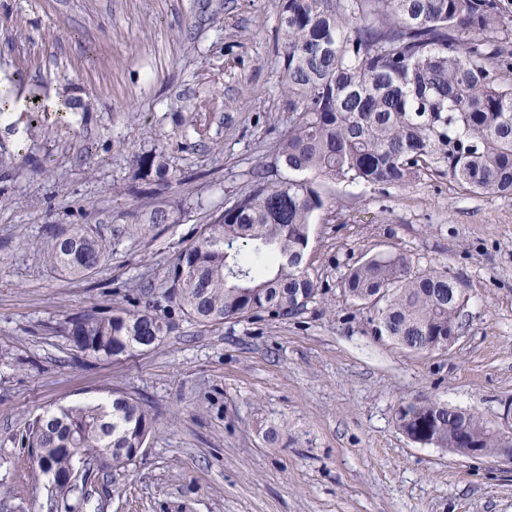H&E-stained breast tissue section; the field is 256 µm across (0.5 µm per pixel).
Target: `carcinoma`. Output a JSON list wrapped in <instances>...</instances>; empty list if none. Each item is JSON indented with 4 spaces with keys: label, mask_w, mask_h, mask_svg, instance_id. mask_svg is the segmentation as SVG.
<instances>
[{
    "label": "carcinoma",
    "mask_w": 512,
    "mask_h": 512,
    "mask_svg": "<svg viewBox=\"0 0 512 512\" xmlns=\"http://www.w3.org/2000/svg\"><path fill=\"white\" fill-rule=\"evenodd\" d=\"M280 30L282 94L292 116L276 155L288 177L252 173L178 255L170 301L199 323L287 320L307 309L319 288L303 258L314 217L328 204L326 182L404 186L427 170L462 191L512 196V20L499 0H283ZM137 166L150 193L175 179L161 152L138 157ZM167 220L156 209L149 223L121 224L113 236L142 237ZM109 248L79 225L55 237L46 263L83 276ZM450 288L467 295L459 279L416 272L401 254L372 256L344 280L352 301L376 306L374 333L415 352L462 329ZM170 331L169 319L148 304L91 309L66 327L78 351L112 359L158 346ZM409 411L412 427H429L444 448L462 424L482 447L497 446L474 412L428 398ZM151 428L143 403L116 389L112 410L61 407L35 419L26 443L39 449L38 469L56 478L107 452L112 467H123Z\"/></svg>",
    "instance_id": "1"
}]
</instances>
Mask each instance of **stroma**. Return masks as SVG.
<instances>
[{
  "instance_id": "1",
  "label": "stroma",
  "mask_w": 512,
  "mask_h": 512,
  "mask_svg": "<svg viewBox=\"0 0 512 512\" xmlns=\"http://www.w3.org/2000/svg\"><path fill=\"white\" fill-rule=\"evenodd\" d=\"M280 12L281 0H0V91L22 107L0 123V512H512L511 461L412 443L396 420L423 396L493 430L512 410V197L428 171L402 187L330 183L305 252L320 294L302 315L201 325L168 300L202 224L255 168L283 173ZM153 149L178 180L131 193ZM157 208L167 223L116 241L88 275L45 262L74 225L108 237ZM387 253L465 283L448 350L374 335L372 308L344 295L350 268ZM135 300L170 315L158 347L74 350L69 316ZM115 389L154 420L143 448L56 491L22 441L28 425Z\"/></svg>"
}]
</instances>
